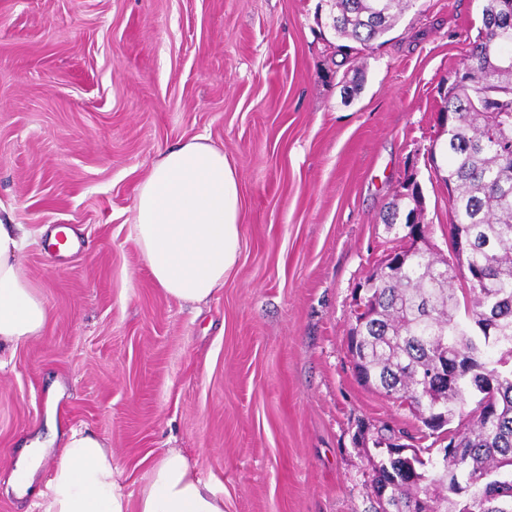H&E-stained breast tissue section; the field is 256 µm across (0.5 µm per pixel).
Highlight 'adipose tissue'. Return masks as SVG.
I'll use <instances>...</instances> for the list:
<instances>
[{
	"label": "adipose tissue",
	"mask_w": 512,
	"mask_h": 512,
	"mask_svg": "<svg viewBox=\"0 0 512 512\" xmlns=\"http://www.w3.org/2000/svg\"><path fill=\"white\" fill-rule=\"evenodd\" d=\"M132 237L166 295L201 303L222 288L240 248L238 178L223 149L195 136L164 151L137 188ZM24 241L21 225L0 220V347L40 336L49 316L19 273ZM120 478L105 440L69 429L40 512H224L223 486L198 478L176 448L159 455L137 501Z\"/></svg>",
	"instance_id": "obj_1"
}]
</instances>
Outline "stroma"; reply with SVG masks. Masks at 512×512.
Returning <instances> with one entry per match:
<instances>
[{
    "instance_id": "35a3bbf8",
    "label": "stroma",
    "mask_w": 512,
    "mask_h": 512,
    "mask_svg": "<svg viewBox=\"0 0 512 512\" xmlns=\"http://www.w3.org/2000/svg\"><path fill=\"white\" fill-rule=\"evenodd\" d=\"M320 5L0 0V217L23 226L19 271L51 310L41 336L0 348V512H39L11 471L71 428L108 442L133 499L178 448L223 483L224 512H370L358 423L419 422L358 382L353 299L400 245L382 214L407 179L448 252L427 158L483 0H417L353 54L348 100ZM196 135L241 191L238 262L199 305L156 286L131 236L139 184ZM61 225L65 253L47 245Z\"/></svg>"
}]
</instances>
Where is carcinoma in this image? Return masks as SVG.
Here are the masks:
<instances>
[{
	"instance_id": "carcinoma-1",
	"label": "carcinoma",
	"mask_w": 512,
	"mask_h": 512,
	"mask_svg": "<svg viewBox=\"0 0 512 512\" xmlns=\"http://www.w3.org/2000/svg\"><path fill=\"white\" fill-rule=\"evenodd\" d=\"M417 0H325L327 27L362 47ZM441 111L449 233L462 251L412 254L354 312L358 378L405 405L454 448L426 465L417 448L372 462V512H512V14L484 0L482 26ZM393 202L391 229L422 220V192ZM463 278L456 292L453 282Z\"/></svg>"
}]
</instances>
